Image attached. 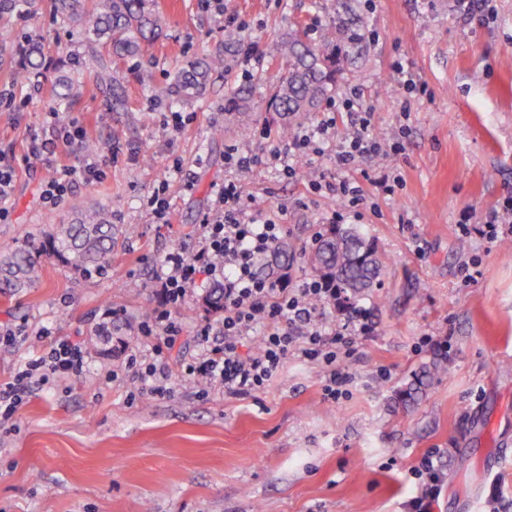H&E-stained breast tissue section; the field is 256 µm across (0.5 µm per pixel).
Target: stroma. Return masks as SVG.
<instances>
[{
	"label": "stroma",
	"mask_w": 512,
	"mask_h": 512,
	"mask_svg": "<svg viewBox=\"0 0 512 512\" xmlns=\"http://www.w3.org/2000/svg\"><path fill=\"white\" fill-rule=\"evenodd\" d=\"M154 5L163 34L144 55L113 63L109 86L97 80L100 53L49 12L15 15L0 36V147L20 152L31 137L52 138L47 114L57 110L62 74L75 84L62 120L111 145L104 179L77 181L54 209L39 198L53 166L20 169L0 252L69 223L76 202L105 207L127 231L102 273L78 275L46 258L33 288L0 291V325L15 331L0 345V385L59 339L80 341L90 362L83 377L30 387L0 422V512H405L417 493L409 470L429 448L441 450L445 477L434 512H488L493 483L512 501V258L504 239L460 225L463 210L481 218L512 197V0H485L468 23L454 0H224L265 55L246 82L237 76L240 50L226 45L224 22L206 0ZM338 14L346 32L334 92L362 88L372 134L402 144L359 163L369 178L355 225L374 241L383 270L361 299L376 334L345 363L354 378L348 395L327 398L321 370L295 357L244 398L190 379L182 365L198 350V326L215 316L201 303L206 279L173 314L183 337L169 394L141 392L120 368L131 351L150 356L138 326L161 299L136 255L195 251L214 184L235 177L226 146L261 154L281 140L268 108L276 44L296 24L318 39ZM21 34L45 44L40 84L11 78ZM204 54L224 57L204 96H167L175 68ZM396 61L423 90L395 81ZM232 90L248 93L246 110L225 111ZM174 112L186 117L177 132L164 124ZM261 126L270 138L253 136ZM385 174L402 180L390 196L375 185ZM163 181L161 221L146 200ZM240 184L287 224L290 283L308 279L301 254L338 201L264 166ZM107 322L106 357L95 333ZM432 362L442 367L438 379L419 403L400 404L398 391Z\"/></svg>",
	"instance_id": "obj_1"
}]
</instances>
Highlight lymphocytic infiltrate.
<instances>
[{
	"label": "lymphocytic infiltrate",
	"mask_w": 512,
	"mask_h": 512,
	"mask_svg": "<svg viewBox=\"0 0 512 512\" xmlns=\"http://www.w3.org/2000/svg\"><path fill=\"white\" fill-rule=\"evenodd\" d=\"M326 117L314 124L297 126L285 148L259 157L228 145L224 159L235 170L245 172L258 165L295 179L299 171L296 159L324 151L333 144L334 159L341 169L355 168L364 158L377 155L381 142L371 132V110L359 88H352L340 100H329ZM346 112L349 127L341 141H333L336 111ZM53 138H31L23 155L0 149V219L7 211L2 203L14 188L19 168L54 163L55 173L41 187L40 198L49 208L64 204L73 184L80 179L101 180L103 170L96 155H85L80 165L57 162L56 142L79 146L84 130L76 123H62L58 113H50ZM312 193L325 192L340 201L342 208L329 220L341 222L344 214L357 213L366 198L358 178L308 181ZM287 225L268 218L262 208L242 194L232 180L218 185L210 210L199 227V241L192 254L167 253L154 262V280L160 286L163 303L145 321L138 332L151 342L150 359L129 357L125 369L143 391L165 396L172 377L171 352L178 345L182 327L173 311L186 301L199 276L224 287V315L216 322L201 324L198 334L203 348L188 363L184 372L194 380L222 387L235 397L252 395L277 376L288 357H296L318 366L325 378L326 396L340 399L353 383L349 373L341 369L343 360L356 355L361 340L373 335L374 327L366 309L351 305L343 321L327 320L326 306L335 304L336 291L322 281L311 279L289 287L260 273L257 264L271 254L287 234ZM255 339L250 354H241L244 341ZM88 355L77 342L63 340L44 355L31 359L15 373L12 382L0 387V418L10 419L21 403L30 384L50 385L58 379L81 377L87 368ZM439 449L426 450L414 470L418 493L406 507L408 512H433L444 486L439 465Z\"/></svg>",
	"instance_id": "obj_1"
}]
</instances>
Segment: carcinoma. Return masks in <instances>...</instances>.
Returning <instances> with one entry per match:
<instances>
[{
  "mask_svg": "<svg viewBox=\"0 0 512 512\" xmlns=\"http://www.w3.org/2000/svg\"><path fill=\"white\" fill-rule=\"evenodd\" d=\"M36 12L47 2L50 10L69 22L84 27L87 42L107 49L113 60L142 55L162 33V18L149 0H0V20L18 13L20 2ZM343 29L336 15L318 42L305 41V32L294 28L277 47L283 66L271 95L273 111L288 122L281 128L288 135L292 125L320 111L336 86L338 71L337 36ZM45 64L38 41L26 37L17 44L16 59L10 62L12 80L26 84ZM224 67L221 56L201 57L179 68L172 89L185 100L200 95L209 73ZM76 219L58 224L40 242L26 237L0 257V288L33 287L41 278V260L35 255V243L42 254L78 274L99 272L109 265L112 250L118 245L114 224L99 209L74 206ZM310 273L339 292L337 302L350 304L377 287L382 261L377 247L355 227L331 224L303 253ZM440 373L435 363L425 365L399 391L402 402H418Z\"/></svg>",
  "mask_w": 512,
  "mask_h": 512,
  "instance_id": "1",
  "label": "carcinoma"
}]
</instances>
